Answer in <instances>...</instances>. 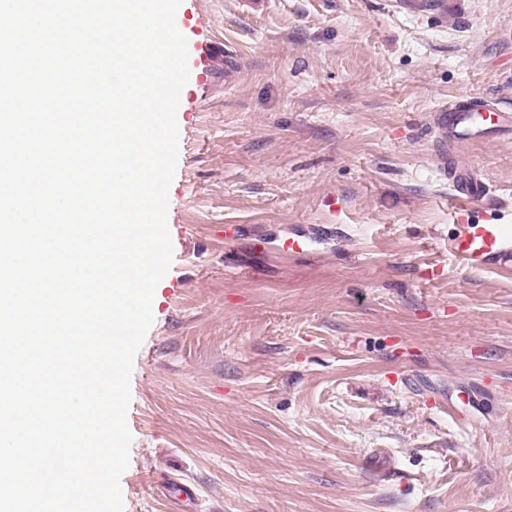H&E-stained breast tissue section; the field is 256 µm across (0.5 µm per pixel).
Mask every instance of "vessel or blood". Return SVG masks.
I'll return each mask as SVG.
<instances>
[{"mask_svg": "<svg viewBox=\"0 0 512 512\" xmlns=\"http://www.w3.org/2000/svg\"><path fill=\"white\" fill-rule=\"evenodd\" d=\"M430 137L435 169L450 189L456 212L493 198V187L472 165L465 148L473 142L512 139V104L462 96L432 112ZM450 256L468 270L512 274V227L458 224L448 239Z\"/></svg>", "mask_w": 512, "mask_h": 512, "instance_id": "obj_1", "label": "vessel or blood"}]
</instances>
